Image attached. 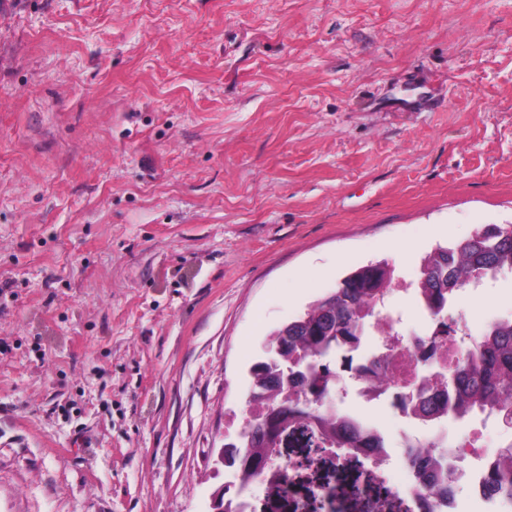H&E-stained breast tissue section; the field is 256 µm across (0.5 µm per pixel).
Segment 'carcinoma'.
<instances>
[{
    "label": "carcinoma",
    "mask_w": 512,
    "mask_h": 512,
    "mask_svg": "<svg viewBox=\"0 0 512 512\" xmlns=\"http://www.w3.org/2000/svg\"><path fill=\"white\" fill-rule=\"evenodd\" d=\"M512 270V224L478 226L465 240L438 245L422 257L416 288L425 309L438 317L457 294L475 282ZM394 270L385 261L371 262L345 276L334 291L313 302L296 319L274 330L267 340V356L250 368L247 403L261 412L238 442L236 461L241 489L282 455L281 436L298 433L309 452L325 448H367L348 430L332 426V435L315 441L307 425L318 419L328 381L336 377V351L355 346L369 335L370 319L380 300L393 293ZM445 399L441 414L463 418L475 410L512 413V319L489 324L472 339L463 358L439 383ZM442 455L429 448L409 454V465L423 485L439 495L453 491V476L441 470ZM490 493L512 494V446L499 452L488 473Z\"/></svg>",
    "instance_id": "obj_1"
}]
</instances>
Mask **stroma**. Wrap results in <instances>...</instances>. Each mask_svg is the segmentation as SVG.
<instances>
[{
    "label": "stroma",
    "instance_id": "obj_1",
    "mask_svg": "<svg viewBox=\"0 0 512 512\" xmlns=\"http://www.w3.org/2000/svg\"><path fill=\"white\" fill-rule=\"evenodd\" d=\"M481 224L512 0H0V512H213L269 334Z\"/></svg>",
    "mask_w": 512,
    "mask_h": 512
}]
</instances>
